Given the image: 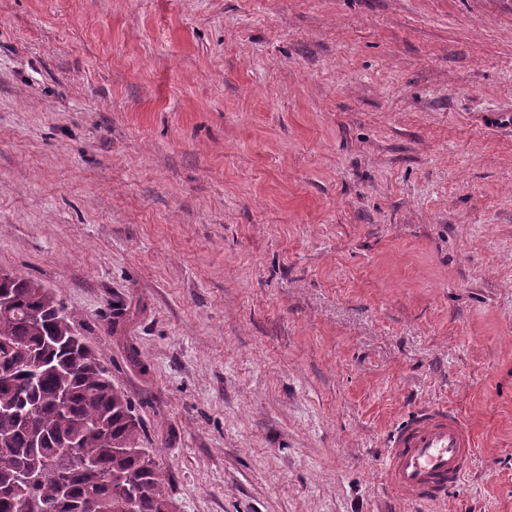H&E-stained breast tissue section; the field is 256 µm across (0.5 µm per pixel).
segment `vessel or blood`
Here are the masks:
<instances>
[{
	"label": "vessel or blood",
	"mask_w": 512,
	"mask_h": 512,
	"mask_svg": "<svg viewBox=\"0 0 512 512\" xmlns=\"http://www.w3.org/2000/svg\"><path fill=\"white\" fill-rule=\"evenodd\" d=\"M474 450L473 435L456 412L418 407L387 440L386 484L411 503L438 500L464 479Z\"/></svg>",
	"instance_id": "vessel-or-blood-1"
}]
</instances>
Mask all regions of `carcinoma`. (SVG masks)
<instances>
[{"label":"carcinoma","mask_w":512,"mask_h":512,"mask_svg":"<svg viewBox=\"0 0 512 512\" xmlns=\"http://www.w3.org/2000/svg\"><path fill=\"white\" fill-rule=\"evenodd\" d=\"M0 298V512H167L166 474L79 316L20 275Z\"/></svg>","instance_id":"carcinoma-1"}]
</instances>
